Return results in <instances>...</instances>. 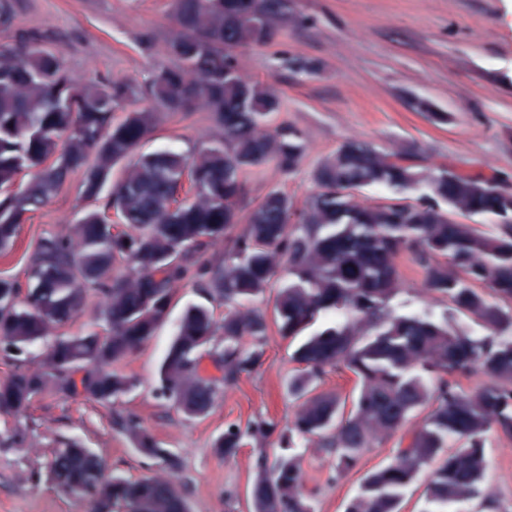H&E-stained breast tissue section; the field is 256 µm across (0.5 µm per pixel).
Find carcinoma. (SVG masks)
<instances>
[{"label":"carcinoma","mask_w":512,"mask_h":512,"mask_svg":"<svg viewBox=\"0 0 512 512\" xmlns=\"http://www.w3.org/2000/svg\"><path fill=\"white\" fill-rule=\"evenodd\" d=\"M287 14L288 0H173L174 63L158 65L141 87L70 72L64 48L36 34L0 46V255L15 246L26 215L78 171L90 203L71 234L37 240L25 285L0 277V350L15 359L42 346L37 362L24 359L0 379V415L17 416L44 393L121 402L135 386L124 372L128 359L168 320L173 289L190 281L224 306V318L204 303L184 308L158 389L185 416H207L220 389L260 363L270 323L253 302L284 272L272 324L284 338H301L290 355L298 368L284 385L297 408L278 451L255 457L251 512H314L293 438L321 440L334 482L397 434L408 443L364 475L345 512H401L424 474L421 512H438L480 496L488 434L512 436V196L488 191L480 177L421 169L406 148L348 139L317 165L302 209L274 189L241 221L246 175L268 163L289 173L306 150L297 130L272 126L280 98L247 76L238 53L273 43ZM139 95L169 112H205L219 135L205 130L190 154L142 153L155 110L114 118ZM25 170L30 180L13 190ZM370 187L390 196L358 200ZM413 191L419 196L410 201ZM112 210L122 225L109 220ZM455 214L488 217L497 230L485 233ZM221 243L222 259L208 257ZM403 256L422 269L431 300L448 302L486 334L429 313L395 314L391 303L406 288ZM87 309L84 330L62 332ZM333 368L354 376L351 399L317 391ZM475 372L486 381L463 389L458 378ZM421 411L422 424L410 427ZM122 428L141 456L178 468V456L136 417H124ZM275 429L264 420L231 425L213 448L231 458L245 437L267 439ZM48 474L92 512H188L169 478L115 474L76 441L55 449Z\"/></svg>","instance_id":"1"}]
</instances>
